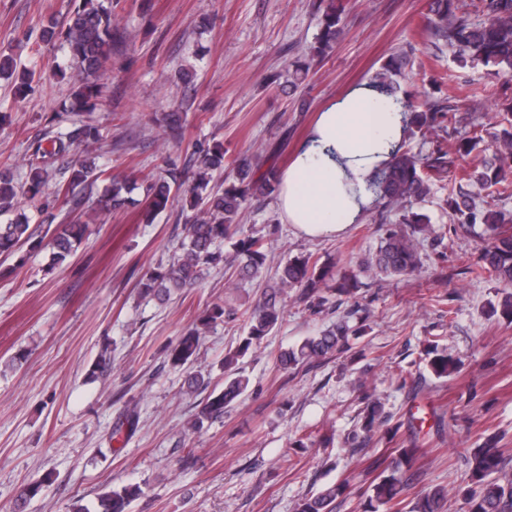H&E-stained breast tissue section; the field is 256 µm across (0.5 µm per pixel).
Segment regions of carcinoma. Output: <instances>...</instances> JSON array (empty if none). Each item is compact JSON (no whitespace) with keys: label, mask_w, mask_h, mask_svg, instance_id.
Returning <instances> with one entry per match:
<instances>
[{"label":"carcinoma","mask_w":512,"mask_h":512,"mask_svg":"<svg viewBox=\"0 0 512 512\" xmlns=\"http://www.w3.org/2000/svg\"><path fill=\"white\" fill-rule=\"evenodd\" d=\"M465 0H431L427 25L435 34L446 39L462 62L481 63L495 68L497 73L512 78V0H478L482 18L474 19L463 8ZM321 12V36L317 56L328 54L336 40L343 34V0H317ZM120 36L114 22L112 0H80L65 25L52 23L45 27L42 38L46 42H60L67 48L72 63L82 75L74 96L75 106L91 111L96 105L99 88L91 77L101 71L112 56V45ZM405 57H392L378 82L393 93L392 76L402 74ZM309 65L294 64L288 71V86L296 90L306 81ZM405 107L413 114V123L426 128L440 127L452 119L450 111L436 104L423 110L406 100ZM497 122L500 129L490 133L492 153L478 149L481 136L462 135L455 150L441 147L428 155L410 150L399 151L376 177L374 186L376 203L392 207L399 212L398 226L386 231L375 259V266L386 276H405L421 268V258L414 244V237L431 231L427 215L418 206L431 194L436 181L452 178L447 204L453 221L463 227L483 225L480 262L477 270L495 276L502 285L498 303L492 305L493 313L512 324V211L488 206L478 209L472 204L475 193L486 196H512V100L500 105ZM165 127L171 138L183 136V116L168 112ZM102 139L101 129L83 123L56 137L48 148L37 145L27 160L26 181L18 183L13 171L0 167V213L12 212L14 217L7 224H0V255L14 254L27 244L33 250L49 251L47 269H52L69 257L80 245L94 222L96 209L87 206L85 197L66 193V203L71 210L80 211L85 221L58 224L52 237L37 240L30 231L28 211L40 209L46 178L49 173L63 167L62 175L67 187H93L106 178L108 184L99 197L100 209L118 213L129 202L134 190L126 179L105 176V170L93 162L64 164V160L82 142ZM474 155L471 169L456 176L458 158ZM193 179L188 181L175 172L166 178L145 181L141 188L145 198L142 222L151 224L156 216L175 199L181 201L180 218L185 234L182 253L175 255L165 267L149 272L139 283L138 293L144 299L164 301L174 292L194 285L203 267L221 260L213 251L218 240L232 242L236 266L234 274L240 278H254L265 268L268 253L263 238L253 235L240 236L242 215L251 201L273 194L278 186L274 167L261 170V165L247 156L232 162L224 174V187L210 185L212 172L224 170V144H200L189 157ZM337 262L323 260L311 254L288 259L278 267L272 280L265 283L256 305L250 310L249 330L234 351L224 356V388L210 392L190 422L194 433L200 432L204 423L224 416L246 390L249 380L242 374L239 361L249 350L277 327L282 319L283 300L290 289H297L300 297L321 306L327 302L326 293L355 298L360 288L356 273L345 271L334 275ZM234 312L222 306L213 307L199 323L187 330L168 353V363L182 368L196 357L200 350L203 330ZM359 330L341 320L333 327L309 337L301 343L282 351L278 356L280 367L294 368L300 364L318 363L342 351L349 345L350 337ZM428 368L437 379H445L458 372L460 362L447 351L432 346L428 351ZM390 420L381 402L370 396L363 398V409L358 425L344 436L347 448L362 449L372 436ZM418 448H396L395 457L388 466L379 458L370 461L368 469L373 479L363 493L360 512H402L405 495L414 488ZM508 458L494 434L484 437L482 444L467 449L465 463L467 474L462 491L464 512H512V475L505 471ZM348 485L329 484L319 491L303 497L297 512H335L336 501L347 495ZM142 492L137 483L111 487L96 498L95 512H127L130 503ZM448 500V489L434 486L413 494L409 512H443Z\"/></svg>","instance_id":"carcinoma-1"}]
</instances>
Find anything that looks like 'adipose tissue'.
<instances>
[{
  "mask_svg": "<svg viewBox=\"0 0 512 512\" xmlns=\"http://www.w3.org/2000/svg\"><path fill=\"white\" fill-rule=\"evenodd\" d=\"M410 114L378 84L362 82L326 105L278 175V206L309 237L338 236L361 223L373 180L406 141Z\"/></svg>",
  "mask_w": 512,
  "mask_h": 512,
  "instance_id": "1",
  "label": "adipose tissue"
}]
</instances>
